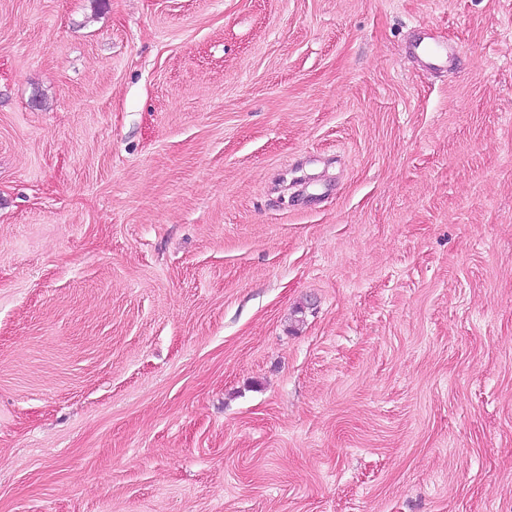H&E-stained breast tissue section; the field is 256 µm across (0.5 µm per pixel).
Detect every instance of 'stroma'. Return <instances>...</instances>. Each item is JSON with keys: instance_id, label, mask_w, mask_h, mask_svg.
Segmentation results:
<instances>
[{"instance_id": "stroma-1", "label": "stroma", "mask_w": 512, "mask_h": 512, "mask_svg": "<svg viewBox=\"0 0 512 512\" xmlns=\"http://www.w3.org/2000/svg\"><path fill=\"white\" fill-rule=\"evenodd\" d=\"M0 512H512V0H0ZM411 53L422 58L434 70L448 71L455 65L458 50L456 46L436 41L425 32L419 42L412 46Z\"/></svg>"}]
</instances>
